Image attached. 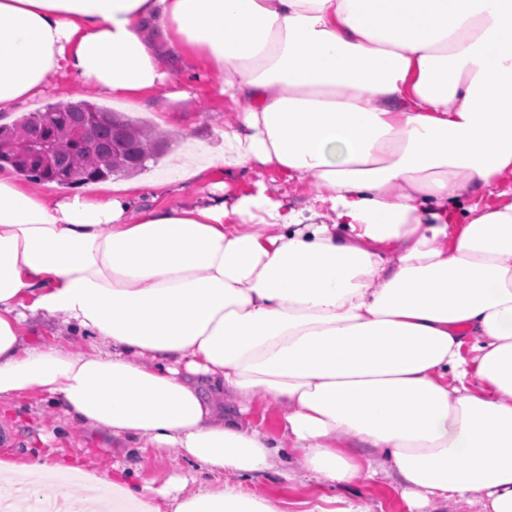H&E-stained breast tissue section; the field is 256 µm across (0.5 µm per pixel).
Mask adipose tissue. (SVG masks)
Listing matches in <instances>:
<instances>
[{
  "mask_svg": "<svg viewBox=\"0 0 512 512\" xmlns=\"http://www.w3.org/2000/svg\"><path fill=\"white\" fill-rule=\"evenodd\" d=\"M193 55L235 112L222 154L185 135L170 173L211 179L202 204L133 209L137 182L53 201L0 174V404L38 394L133 450L81 472L92 510L104 487L112 512H278L246 481L280 472L512 512V0H0V114L71 75L132 105L162 91L165 125ZM37 317L89 350L30 344ZM169 448L206 481L138 488ZM70 471L0 462V483ZM252 419L259 423L270 436L277 437L281 433L277 410L258 398L252 405Z\"/></svg>",
  "mask_w": 512,
  "mask_h": 512,
  "instance_id": "adipose-tissue-1",
  "label": "adipose tissue"
}]
</instances>
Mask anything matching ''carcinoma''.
I'll list each match as a JSON object with an SVG mask.
<instances>
[{
    "instance_id": "obj_1",
    "label": "carcinoma",
    "mask_w": 512,
    "mask_h": 512,
    "mask_svg": "<svg viewBox=\"0 0 512 512\" xmlns=\"http://www.w3.org/2000/svg\"><path fill=\"white\" fill-rule=\"evenodd\" d=\"M168 147L163 133L86 100L51 103L0 126V167L39 184L77 187L134 174Z\"/></svg>"
}]
</instances>
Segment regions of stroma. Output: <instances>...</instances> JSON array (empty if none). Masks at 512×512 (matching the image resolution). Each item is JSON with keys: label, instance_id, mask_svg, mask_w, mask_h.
Here are the masks:
<instances>
[{"label": "stroma", "instance_id": "1", "mask_svg": "<svg viewBox=\"0 0 512 512\" xmlns=\"http://www.w3.org/2000/svg\"><path fill=\"white\" fill-rule=\"evenodd\" d=\"M188 81H199L201 89L187 111L177 113L176 124L168 134L172 146L158 163L134 174L137 182L153 184V192L145 196V203L161 208H192L200 204L208 193L204 181L194 183L168 182L167 176L180 162L183 153L182 129H190L201 142L204 150L223 152L224 143L218 131L224 121L230 118L231 111L223 101L213 97L208 88L220 82L218 72L207 70L204 61L189 60L181 71ZM57 91L52 98H38L30 101L27 111H35L47 101H76L87 99L94 104L125 113L129 118L154 124L156 112L150 101L143 100L135 106L105 98L89 84L73 76L58 78ZM9 425L16 437L12 450L0 449V461L20 465L30 458L41 457L48 464L67 463L92 472H111L113 464L122 457L121 449L112 445V438L105 431L76 426L50 404L41 402L38 397L22 398L0 407V425ZM251 490L258 496L269 499L279 512H302L305 501L317 500L319 496L333 497L334 512H340L345 499L361 496L372 505V512H411L390 478L383 477L374 483H358L349 487L329 488L317 480H309L307 485L284 479L276 474H264L251 478ZM81 492L79 485L60 481L46 487L42 492L24 495L18 503V512H39L42 504L57 502L58 512H70L78 505Z\"/></svg>", "mask_w": 512, "mask_h": 512}]
</instances>
